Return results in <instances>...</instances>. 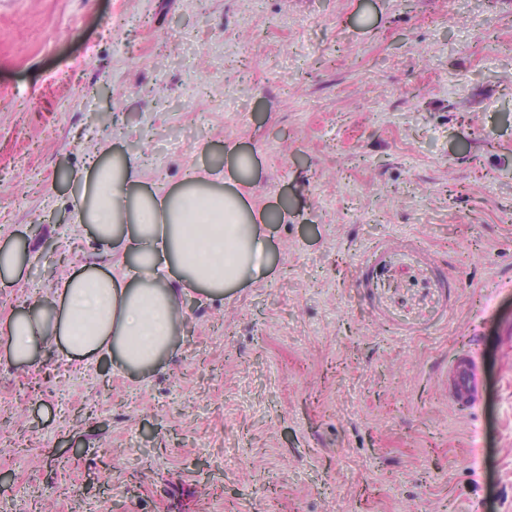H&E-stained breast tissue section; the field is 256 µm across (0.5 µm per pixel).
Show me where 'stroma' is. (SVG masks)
Segmentation results:
<instances>
[{"mask_svg": "<svg viewBox=\"0 0 512 512\" xmlns=\"http://www.w3.org/2000/svg\"><path fill=\"white\" fill-rule=\"evenodd\" d=\"M106 138L231 172L270 267L145 374L0 335V512H512V0H0L1 316L109 268L71 209ZM481 388V374L476 361L472 358L460 359L453 371L450 383V394L453 400L450 406L470 404L475 406Z\"/></svg>", "mask_w": 512, "mask_h": 512, "instance_id": "obj_1", "label": "stroma"}]
</instances>
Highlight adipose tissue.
Listing matches in <instances>:
<instances>
[{
  "mask_svg": "<svg viewBox=\"0 0 512 512\" xmlns=\"http://www.w3.org/2000/svg\"><path fill=\"white\" fill-rule=\"evenodd\" d=\"M110 149L97 145L92 176L72 205L112 266L62 272L49 304L0 320L14 360L63 344L77 356L107 354L122 369L150 371L178 346L192 294L223 298L267 261L266 218L222 190V168H192L177 187L147 190L135 160L110 159Z\"/></svg>",
  "mask_w": 512,
  "mask_h": 512,
  "instance_id": "ef3b65f1",
  "label": "adipose tissue"
}]
</instances>
